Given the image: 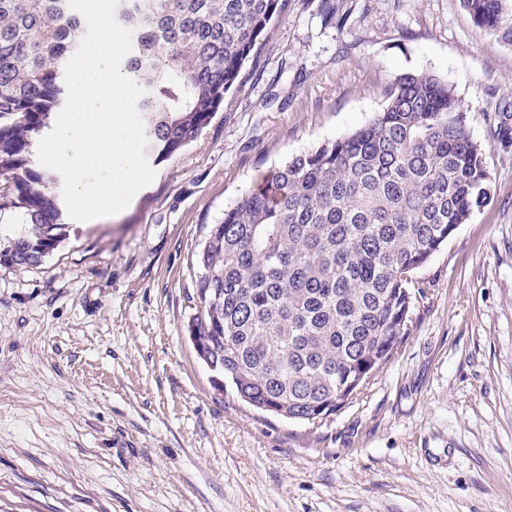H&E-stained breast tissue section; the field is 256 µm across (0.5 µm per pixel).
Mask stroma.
I'll return each mask as SVG.
<instances>
[{"label": "stroma", "instance_id": "obj_1", "mask_svg": "<svg viewBox=\"0 0 512 512\" xmlns=\"http://www.w3.org/2000/svg\"><path fill=\"white\" fill-rule=\"evenodd\" d=\"M406 72L448 84L492 200L362 393L312 424L217 388L197 254L274 166L366 124ZM512 45L460 0H287L198 138L121 213L0 265V512H512Z\"/></svg>", "mask_w": 512, "mask_h": 512}]
</instances>
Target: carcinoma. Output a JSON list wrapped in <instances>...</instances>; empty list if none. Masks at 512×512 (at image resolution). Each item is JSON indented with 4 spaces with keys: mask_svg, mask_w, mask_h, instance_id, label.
I'll return each mask as SVG.
<instances>
[{
    "mask_svg": "<svg viewBox=\"0 0 512 512\" xmlns=\"http://www.w3.org/2000/svg\"><path fill=\"white\" fill-rule=\"evenodd\" d=\"M286 0H119L133 31L121 71L146 153L181 152L224 107ZM505 0H460L512 45ZM85 34L68 0H0V209L27 228L0 265L39 264L63 236L57 176L33 163L36 137L65 104V65ZM485 151L448 84L401 75L382 111L269 171L211 225L197 255L193 343L222 362L253 407L291 421L335 414L387 362L424 298L415 270L491 200Z\"/></svg>",
    "mask_w": 512,
    "mask_h": 512,
    "instance_id": "obj_1",
    "label": "carcinoma"
}]
</instances>
